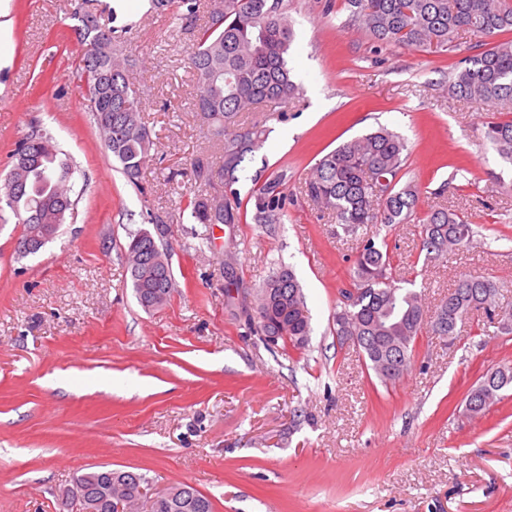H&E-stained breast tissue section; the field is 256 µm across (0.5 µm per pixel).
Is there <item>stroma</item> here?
<instances>
[{
    "instance_id": "stroma-1",
    "label": "stroma",
    "mask_w": 512,
    "mask_h": 512,
    "mask_svg": "<svg viewBox=\"0 0 512 512\" xmlns=\"http://www.w3.org/2000/svg\"><path fill=\"white\" fill-rule=\"evenodd\" d=\"M215 2L181 23L149 0H0V183L38 130L76 166L74 210L38 253L19 255L21 226L0 211V512H57L74 476L101 467L145 474L155 492L191 484L214 512H512V395L479 417L465 407L484 373L512 364V334L470 312L455 339L422 332L409 374L384 386L333 325L355 246L304 193L326 153L381 124L400 133L419 213L456 210L475 237L427 266L413 225H395L397 276L431 312L460 274L481 276L512 312V167L482 139L497 113L448 93L452 64L484 51L482 39L459 33L444 53L379 48L349 25L345 0H285L299 97L237 116V130L267 131L238 173L242 221L198 224L189 202L224 194L188 65ZM80 7L125 32L155 155L135 185L86 110ZM199 158L209 183L192 173ZM263 171L286 175L282 223L254 220ZM151 215L170 229L175 288L149 312L125 248ZM282 266L310 312L302 350L268 345L258 327V290Z\"/></svg>"
}]
</instances>
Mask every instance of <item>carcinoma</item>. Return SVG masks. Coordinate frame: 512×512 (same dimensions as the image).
Masks as SVG:
<instances>
[{
	"instance_id": "1",
	"label": "carcinoma",
	"mask_w": 512,
	"mask_h": 512,
	"mask_svg": "<svg viewBox=\"0 0 512 512\" xmlns=\"http://www.w3.org/2000/svg\"><path fill=\"white\" fill-rule=\"evenodd\" d=\"M159 12L183 9L179 18L190 22L198 0H151ZM350 21L377 46L407 45L429 52H449L461 30L488 39L512 32V0H346ZM73 30L84 46L77 72L86 89L87 111L100 137L120 164V171L138 185L149 161L153 141L140 113L143 104L126 72L123 32L101 27L90 14L75 15ZM293 30L284 0H224L222 13H210L196 36L189 64L196 80L195 111L221 141L224 198L197 196L191 218L198 224L240 223L241 200L233 189L246 157L266 135L262 129H230L235 116L249 106L272 102L283 106L296 98L298 87L288 67ZM448 93L494 106L504 118L484 128V138L498 156L512 165V39L498 40L483 52L453 66ZM0 203L23 224L18 239H53L73 210L67 183L74 169L45 133L26 137L11 155ZM408 159L405 139L384 126L354 137L324 155L308 177L305 192L331 213L342 232L356 242L350 287L341 290L334 322L339 342L350 340L368 368L385 384L409 372L414 343L424 329L446 339L455 336L456 323L472 310H481L486 323L512 331V315L499 309L496 285L469 274L459 276L433 316L426 314L422 294L395 281L391 256L381 228L414 222L419 229L424 264L442 262L468 249L473 228L456 211L445 207L418 215L419 190L402 183ZM285 176H269L252 192L254 220L281 224L287 213ZM18 192H10L12 184ZM131 286L140 306L153 311L165 306L174 288L164 238L141 229L131 235L126 250ZM260 327L273 343L303 349L310 336V314L303 289L293 271L281 267L259 291ZM512 390V365L488 371L467 398L475 401L472 416L485 414ZM80 496L67 495L58 512H116L111 495H120L132 512L147 500L149 481L133 471L99 469L74 478ZM152 512H214L212 501L188 483L156 494Z\"/></svg>"
}]
</instances>
